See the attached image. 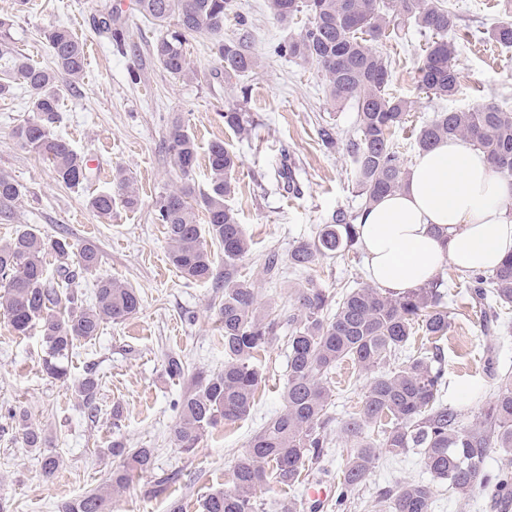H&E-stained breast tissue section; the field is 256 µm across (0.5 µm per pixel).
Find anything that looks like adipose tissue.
Instances as JSON below:
<instances>
[{"label": "adipose tissue", "instance_id": "adipose-tissue-1", "mask_svg": "<svg viewBox=\"0 0 512 512\" xmlns=\"http://www.w3.org/2000/svg\"><path fill=\"white\" fill-rule=\"evenodd\" d=\"M367 273L402 293L428 283L443 263L491 271L512 254V181L462 140L421 153L403 187L358 215Z\"/></svg>", "mask_w": 512, "mask_h": 512}]
</instances>
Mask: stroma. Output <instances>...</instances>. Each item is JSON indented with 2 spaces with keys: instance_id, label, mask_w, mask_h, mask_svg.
I'll list each match as a JSON object with an SVG mask.
<instances>
[{
  "instance_id": "35a3bbf8",
  "label": "stroma",
  "mask_w": 512,
  "mask_h": 512,
  "mask_svg": "<svg viewBox=\"0 0 512 512\" xmlns=\"http://www.w3.org/2000/svg\"><path fill=\"white\" fill-rule=\"evenodd\" d=\"M453 2L462 47L460 85L445 105L468 109L493 99L512 109V48L488 38L494 26L512 24V13L504 12L502 0ZM233 10L224 21V33H247L252 50L262 59L261 68L226 81L208 39L195 37L188 41L187 55L197 77L186 81L169 75L154 61L149 48L159 31L138 16L133 0H29L21 12L15 0H0V16L15 18L12 47L33 64H52L43 39L47 28L67 27L83 42L84 73L76 83L61 82V112L53 132L85 154L89 167L81 187L59 184L49 163L13 136L28 115L24 88H17L14 97L0 99V175L26 188L25 196L0 212V245L27 226L48 236L67 237L78 247L94 245L102 263L78 279L85 298H92L94 285L102 277L120 280L141 298L135 315L104 325L100 336L78 348L68 383L42 372L39 336L16 335L0 316V494L10 499L13 512H57L62 502L107 484L120 464L109 452L115 440L130 448L154 449L155 460L151 472L133 475L128 487L113 495L109 512H171L176 504L183 512H199L206 495L227 487L234 462L251 435L283 407L288 375L284 328L260 357L266 382L248 416L208 432L190 454L170 439L176 404L190 389L193 377L224 364L217 320L224 295L223 251H214L217 266L210 281H186L169 264L164 227L154 219L160 196L182 183L167 148L175 122L185 124L195 138L198 165L192 177L197 188L207 184L211 143L223 141L241 159L230 205L252 240V251L238 273L253 282L262 302L287 309L297 288L313 285L336 293L368 282L365 255L359 247L339 260H322L303 273L283 268L276 282L262 272L264 254L275 251L287 256L293 244L314 235L336 208L361 211L363 200L353 181L348 149L356 113L352 106L331 104L326 80L316 67L303 68L275 54L277 43L307 25L305 15L283 26L270 16L266 0H233ZM106 14L111 15L113 27L125 31L136 54L123 57L113 52L110 34L97 26ZM241 15L246 25L238 24ZM426 42V37L411 29L404 38L390 36L377 44L379 53L392 61L390 93L412 104L404 126L395 134L407 163L417 156L414 138L422 122L445 106L418 87L417 67ZM232 104L246 112L249 134L225 127L223 111ZM325 123L336 127L338 144L332 150L318 138V128ZM283 158L303 183L301 195L276 186L274 168ZM120 169L131 176L140 204L134 210H114L111 219H100L90 210L88 199L115 190L114 177ZM439 274L452 283L454 295L448 305L450 328L437 342L448 379L443 400L464 409L471 420L492 395L497 372L512 371V327L501 323L483 330L459 270L446 263ZM170 355L185 361L182 379L166 376L164 361ZM90 365L102 380L98 412L93 416L72 385ZM368 380L352 365L337 369L328 410L327 455L303 472L300 487L290 490L275 485L259 492L260 512H278L279 501L291 496L301 500V512H311L305 501L306 483L337 487L353 452L352 443L342 439L340 426L349 414L359 411ZM116 405L124 411L117 428L110 419ZM18 409L27 410L29 424L43 430L49 451L59 457L60 466L51 476L42 473L39 451L21 442L22 427L11 418ZM410 480L432 482L431 512H499L488 492L479 490L464 499L452 496L447 485L433 482L415 450L398 458L378 456L366 483L350 494L346 512H385L381 492Z\"/></svg>"
}]
</instances>
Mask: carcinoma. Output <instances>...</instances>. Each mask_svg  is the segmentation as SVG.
Returning <instances> with one entry per match:
<instances>
[{"label":"carcinoma","instance_id":"carcinoma-1","mask_svg":"<svg viewBox=\"0 0 512 512\" xmlns=\"http://www.w3.org/2000/svg\"><path fill=\"white\" fill-rule=\"evenodd\" d=\"M137 12L163 29L151 54L168 74L191 79L195 70L187 59L186 41L207 37L224 77L254 74L260 57L244 39L224 37V19L231 0H135ZM272 18L282 25L298 14L308 15V24L297 35L281 42L279 55L300 66L314 65L326 78L330 99L351 104L356 111L355 137L349 148L354 159L353 178L363 205L399 190L407 169L394 135L410 112L412 103L387 93L391 69L374 44L392 28L412 26L428 37L419 67L420 88L446 101L459 86L458 48L448 34L457 27L455 8L446 0H268ZM112 45L122 54L131 46L122 30L111 28ZM13 20L0 17V99L13 94L15 85L29 93V115L17 126L14 137L37 153L53 168L57 180L67 188H78L88 179V161L72 144L52 132L58 119L60 79H77L84 66V46L66 27H56L44 38L54 67L46 69L14 54L7 42ZM245 113L237 106L224 111V126L246 130ZM461 139L486 153L496 171L512 179V110L493 100L467 110L442 109L423 124L414 148L431 150L445 140ZM169 150L186 182L161 197L155 219L165 226L170 244L168 259L190 282H207L214 276L215 258L208 242L224 252V299L218 316L224 340V368L198 375L178 403V419L170 432L172 442L184 452L198 447L203 435L221 424L247 416L265 377L257 364L261 352L288 325V375L284 404L248 440L237 457L230 487L210 493L202 512H258L257 494L273 483L292 488L299 484L305 466L324 455L328 441L325 427L331 404V374L344 362L370 375L360 411L342 423L341 434L355 450L342 471L336 509L343 510L347 493L361 486L385 449L399 457L413 448L420 450L424 469L448 482V491L467 498L478 488L495 497L512 492V373L497 375V386L489 402L472 422L454 406L445 403L447 385L441 353L417 352L399 365L385 366L406 349L419 329L423 335L440 338L448 333L450 315L443 302L437 278L403 293L386 292L363 285L336 295L315 286L295 291L294 307L280 317L258 300L253 283L240 278L237 264L251 250V241L237 213L227 204L235 194V172L239 158L222 142L210 145L208 190L196 194L188 182L197 166L194 138L179 123L173 125ZM124 192H101L89 199V207L100 218H108L121 205L135 209L139 198L131 182L117 173ZM25 187L0 176V205L19 200ZM206 213L205 225L196 219V208ZM357 216L338 208L314 236L302 239L288 252V263L305 270L320 260L338 259L359 241ZM56 261L49 275L50 261ZM101 264L93 245L75 249L65 237L44 236L24 229L0 246V310L14 332L26 336L36 329L41 337L42 371L66 381L70 363L81 343L94 340L106 323H118L137 313L140 297L124 283L102 277L95 303L84 306L67 286L78 280V272H92ZM472 307L481 317L496 316L512 309V255L490 274L469 276ZM100 379L92 367L75 385L83 404L93 414ZM24 424L23 443L42 448L45 435L26 425L27 412L12 413ZM373 424L383 426L382 439L366 435ZM122 465L112 470L109 483L68 500L58 512H104L106 500L123 490L136 471L153 469L155 449L127 448L114 441L109 448ZM495 452L500 465L484 471L488 453ZM388 512H430L432 492L421 481H407L381 494Z\"/></svg>","mask_w":512,"mask_h":512}]
</instances>
